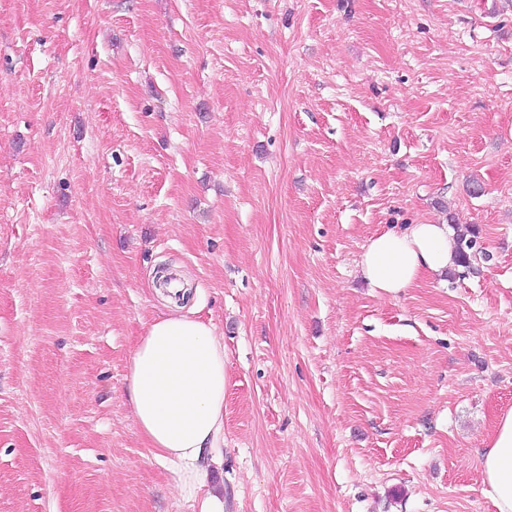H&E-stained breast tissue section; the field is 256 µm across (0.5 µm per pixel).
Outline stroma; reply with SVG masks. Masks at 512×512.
<instances>
[{
    "instance_id": "1",
    "label": "stroma",
    "mask_w": 512,
    "mask_h": 512,
    "mask_svg": "<svg viewBox=\"0 0 512 512\" xmlns=\"http://www.w3.org/2000/svg\"><path fill=\"white\" fill-rule=\"evenodd\" d=\"M473 228L394 297L393 224ZM224 341V512H496L512 409V0H0V512H199L126 394ZM482 493L497 512H512V410L502 413L488 445L479 452Z\"/></svg>"
}]
</instances>
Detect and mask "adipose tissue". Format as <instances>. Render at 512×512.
Segmentation results:
<instances>
[{
    "label": "adipose tissue",
    "mask_w": 512,
    "mask_h": 512,
    "mask_svg": "<svg viewBox=\"0 0 512 512\" xmlns=\"http://www.w3.org/2000/svg\"><path fill=\"white\" fill-rule=\"evenodd\" d=\"M445 224H407L372 237L361 255L363 279L375 293L398 295L455 265ZM127 390L134 418L154 458L171 470L200 512H224L218 495L200 496L224 446V342L211 326L170 311L146 329L132 353ZM482 492L496 512H512V410L502 413L479 454Z\"/></svg>",
    "instance_id": "obj_1"
}]
</instances>
